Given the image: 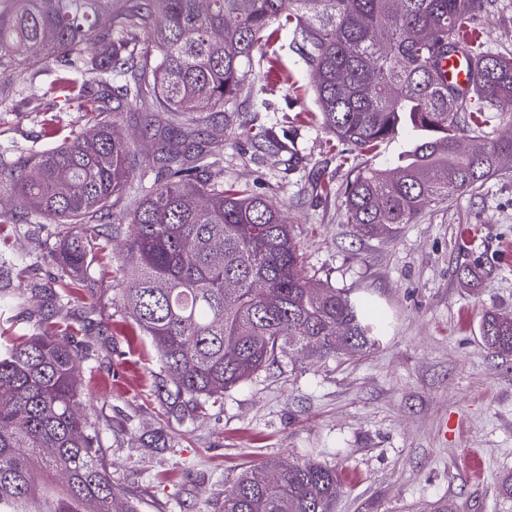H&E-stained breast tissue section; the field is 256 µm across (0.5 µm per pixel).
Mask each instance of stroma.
I'll use <instances>...</instances> for the list:
<instances>
[{"instance_id":"1","label":"stroma","mask_w":512,"mask_h":512,"mask_svg":"<svg viewBox=\"0 0 512 512\" xmlns=\"http://www.w3.org/2000/svg\"><path fill=\"white\" fill-rule=\"evenodd\" d=\"M480 31L492 48L512 49V0H496ZM295 41L292 29H276L255 55L254 90L230 103L240 124L225 133L212 177L283 206L310 271L384 320L380 344L270 366L226 392L223 405L170 411L158 354L119 301L127 226L102 225L111 250L96 255L88 289L61 306V227L23 220L0 224V254L14 257L10 276L21 286L0 307V336L32 335L47 320L77 328L83 411L100 427L113 483L139 512H218L237 474L272 459L335 468L342 488L333 512H437L448 503L456 512H512L498 490L512 473V360L490 354L480 336L483 313H512V168L391 238L354 237L343 197L350 171L382 168L400 145L372 158L342 153L320 124ZM51 124L79 131L81 104L57 111L44 85L14 79L0 106V142L29 156L54 146ZM252 127L271 131L282 150L250 137ZM153 434L164 447L148 446Z\"/></svg>"}]
</instances>
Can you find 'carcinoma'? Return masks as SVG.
Listing matches in <instances>:
<instances>
[{
	"mask_svg": "<svg viewBox=\"0 0 512 512\" xmlns=\"http://www.w3.org/2000/svg\"><path fill=\"white\" fill-rule=\"evenodd\" d=\"M495 0H10L0 9V78L53 75L47 92L83 103L86 128L54 147L10 159L0 144V224L20 214L64 228L57 255L70 302L110 241L100 224H126L130 276L121 301L157 349L171 407L205 412L224 392L291 359L365 353L383 325L367 303L304 274L293 226L268 199L212 179L224 106L253 89L251 60L273 23L294 27L310 68L323 127L349 153L414 138L385 170L363 167L344 189L358 237L394 234L423 210L471 192L512 161V50L464 40ZM105 27H100V21ZM462 57L466 91L444 79ZM144 112L141 139L119 115ZM0 254V302L13 296ZM46 323L0 346V512H135L80 411V361ZM490 353L512 356V314L481 323ZM336 471L272 460L224 490L219 512H331Z\"/></svg>",
	"mask_w": 512,
	"mask_h": 512,
	"instance_id": "obj_1",
	"label": "carcinoma"
}]
</instances>
